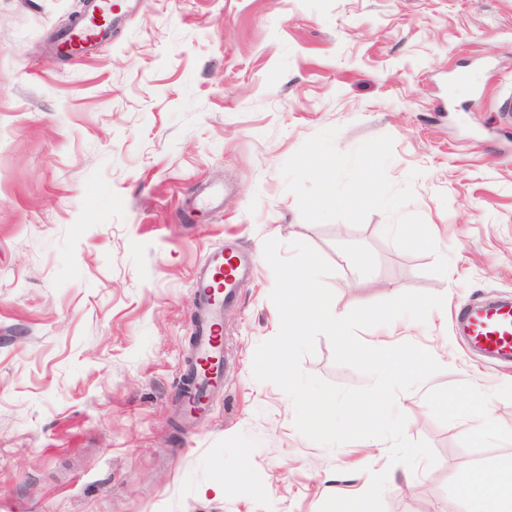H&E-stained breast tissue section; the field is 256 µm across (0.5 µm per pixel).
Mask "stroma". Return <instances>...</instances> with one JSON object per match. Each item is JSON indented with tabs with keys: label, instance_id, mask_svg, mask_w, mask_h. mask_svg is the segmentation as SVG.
<instances>
[{
	"label": "stroma",
	"instance_id": "35a3bbf8",
	"mask_svg": "<svg viewBox=\"0 0 512 512\" xmlns=\"http://www.w3.org/2000/svg\"><path fill=\"white\" fill-rule=\"evenodd\" d=\"M86 0H0V512H432L457 479L512 458V366L484 365L459 307L512 296V0H147L90 58L55 35ZM334 127L348 152L393 139L387 174L440 252L397 247L387 216L306 221L282 165ZM223 197L198 205L202 184ZM236 238L253 276L224 312V390L193 430L178 417L193 274ZM334 268L332 309L444 296L390 345L441 364L399 392L434 465H390L388 441L317 444L257 346L277 333L266 240ZM302 368L360 387L318 337ZM494 403L479 439L478 404ZM221 482L223 494L211 486Z\"/></svg>",
	"mask_w": 512,
	"mask_h": 512
}]
</instances>
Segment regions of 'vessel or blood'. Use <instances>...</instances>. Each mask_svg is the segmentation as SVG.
Here are the masks:
<instances>
[{"label":"vessel or blood","instance_id":"b4317fda","mask_svg":"<svg viewBox=\"0 0 512 512\" xmlns=\"http://www.w3.org/2000/svg\"><path fill=\"white\" fill-rule=\"evenodd\" d=\"M251 259L235 240L209 252L195 275L194 349L186 373L193 380L182 399L185 426L204 418L214 393L224 386V309L237 300V289ZM454 326L470 351L486 362L512 363V300L476 302L460 308Z\"/></svg>","mask_w":512,"mask_h":512}]
</instances>
